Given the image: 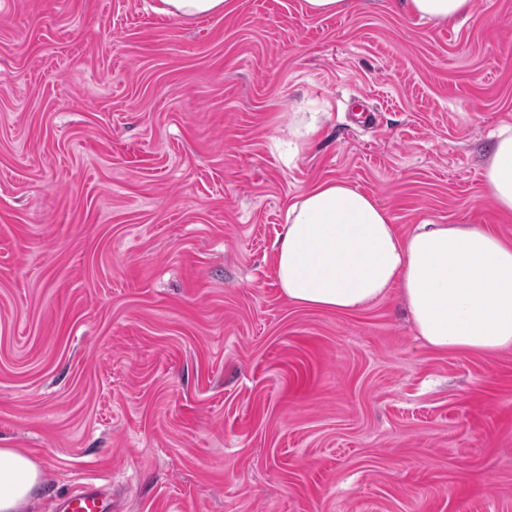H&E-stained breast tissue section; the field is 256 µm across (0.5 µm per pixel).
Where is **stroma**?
Wrapping results in <instances>:
<instances>
[{
	"mask_svg": "<svg viewBox=\"0 0 512 512\" xmlns=\"http://www.w3.org/2000/svg\"><path fill=\"white\" fill-rule=\"evenodd\" d=\"M0 0V448L116 512H512V349L438 352L398 293L301 309L289 203L344 179L397 231L480 224L512 0ZM374 113L361 125L355 102ZM319 130L290 152V113ZM230 0H159L154 10L158 13L191 21L204 16L224 12ZM396 6L405 14L443 24L469 16L474 3L473 0H398Z\"/></svg>",
	"mask_w": 512,
	"mask_h": 512,
	"instance_id": "stroma-1",
	"label": "stroma"
}]
</instances>
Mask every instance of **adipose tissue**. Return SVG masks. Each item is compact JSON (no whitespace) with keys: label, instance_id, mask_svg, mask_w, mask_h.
Wrapping results in <instances>:
<instances>
[{"label":"adipose tissue","instance_id":"obj_1","mask_svg":"<svg viewBox=\"0 0 512 512\" xmlns=\"http://www.w3.org/2000/svg\"><path fill=\"white\" fill-rule=\"evenodd\" d=\"M437 24L472 13L473 0H397ZM488 195L512 215V127L498 129L484 172ZM289 303L354 313L398 290L418 338L439 351L512 348V241L478 224L418 225L401 237L388 210L343 179L320 182L290 203L275 252ZM41 481L38 465L0 448V512H18Z\"/></svg>","mask_w":512,"mask_h":512}]
</instances>
